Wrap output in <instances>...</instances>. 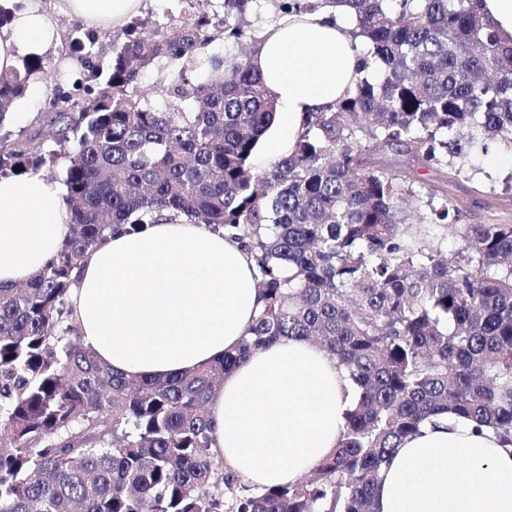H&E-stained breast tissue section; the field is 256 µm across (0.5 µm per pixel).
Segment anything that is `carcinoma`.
I'll use <instances>...</instances> for the list:
<instances>
[{
    "label": "carcinoma",
    "instance_id": "1",
    "mask_svg": "<svg viewBox=\"0 0 512 512\" xmlns=\"http://www.w3.org/2000/svg\"><path fill=\"white\" fill-rule=\"evenodd\" d=\"M338 0H222L163 35L124 28L100 64L79 32L88 101L50 102L48 129L0 138V175L62 179L69 233L23 285H0V512H375L379 472L400 443L448 411L512 443V224H461L446 185L417 168L461 171L486 135L512 145V38L483 0H345L364 75L310 114L294 150L253 160L277 109L252 54L179 69L164 106L137 91L155 61L197 56L217 28L251 45L244 22ZM37 60L0 73V126ZM401 146L403 171L378 156ZM429 213L416 224L409 212ZM161 221L222 229L255 254L263 306L224 357L166 378H127L70 337L81 259L119 230ZM461 249L448 261L439 231ZM300 338L348 372L356 401L311 478L254 492L211 448L210 403L251 352Z\"/></svg>",
    "mask_w": 512,
    "mask_h": 512
}]
</instances>
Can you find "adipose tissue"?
<instances>
[{
	"label": "adipose tissue",
	"instance_id": "obj_1",
	"mask_svg": "<svg viewBox=\"0 0 512 512\" xmlns=\"http://www.w3.org/2000/svg\"><path fill=\"white\" fill-rule=\"evenodd\" d=\"M143 0H64L89 27L124 25ZM340 0L269 27L252 63L277 101L254 150L269 168L289 154L310 113L333 105L362 76L364 45ZM60 38L56 19L18 12L0 37V72ZM69 230L64 192L40 175L0 178V283L30 280ZM255 258L203 224H150L112 234L88 252L70 291L82 343L128 377H168L222 359L262 307ZM354 400L348 374L302 339L259 348L228 375L211 405L213 449L251 488L293 484L333 452ZM377 512H512V445L452 413L405 439L383 465Z\"/></svg>",
	"mask_w": 512,
	"mask_h": 512
}]
</instances>
